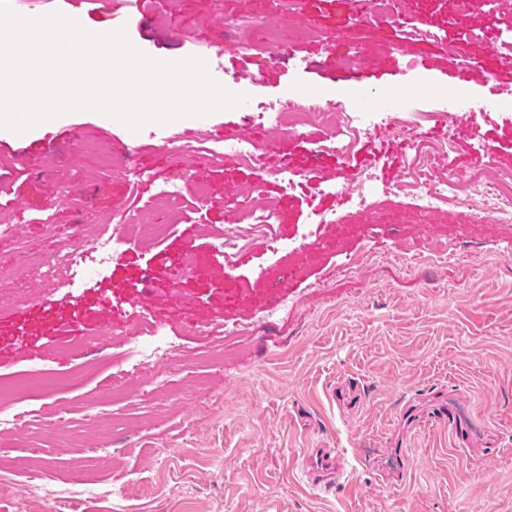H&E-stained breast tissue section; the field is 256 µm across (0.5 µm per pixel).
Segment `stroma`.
Instances as JSON below:
<instances>
[{
    "mask_svg": "<svg viewBox=\"0 0 512 512\" xmlns=\"http://www.w3.org/2000/svg\"><path fill=\"white\" fill-rule=\"evenodd\" d=\"M17 15L75 14L86 31H124L150 58L173 62L218 57L212 79L253 101L320 94L356 110L361 88L402 91L417 125L415 147L401 150L382 129L362 132L349 155L335 133L300 136L274 123L249 124L241 107L185 116L167 128L131 130L96 111H73L0 142V221L16 225L28 251L48 255L75 226L111 223L153 196L136 170L178 175L189 183L179 208L159 214L169 227L154 242L129 238L109 270L75 287L20 278L0 283L10 299L0 316V376L48 369L60 388L12 395L13 410L46 422L0 434V512H512V223L478 221L448 203L422 223L412 196L383 193L428 156L426 178L459 188L488 182L486 165L512 172V67L493 47L512 41V0L468 17L455 0H405L410 22L430 35L415 40L382 17L359 24L353 0H166L141 20L138 0H13ZM240 19L276 21L292 55L241 53L224 38ZM397 42L375 68L343 69L337 59ZM467 59L466 86L483 111L449 127L442 104L416 93L425 82L447 88L449 54ZM413 70H406V60ZM256 82H237L239 74ZM222 137L248 133L267 168L233 158L173 164V133ZM451 135L454 147L441 152ZM296 175L285 192L280 171ZM376 171L380 184L362 215L349 213L330 185ZM205 189L197 198L193 186ZM255 186L277 207V224L251 225L228 198ZM50 211L53 229L34 223ZM321 211L341 225L320 224ZM241 231L236 269L224 267V230ZM291 243L272 250L263 238ZM199 261L192 277L171 272L185 249ZM145 297L143 319L171 342L170 357L139 365L122 346L59 357L58 339L120 327L128 301ZM227 323L241 336L217 345L209 327ZM446 398L444 418L421 416L404 427L407 405ZM67 421L69 439L48 423ZM472 430L461 439L460 428ZM331 448L344 471L314 486L301 460ZM404 449L393 478L394 449Z\"/></svg>",
    "mask_w": 512,
    "mask_h": 512,
    "instance_id": "35a3bbf8",
    "label": "stroma"
}]
</instances>
